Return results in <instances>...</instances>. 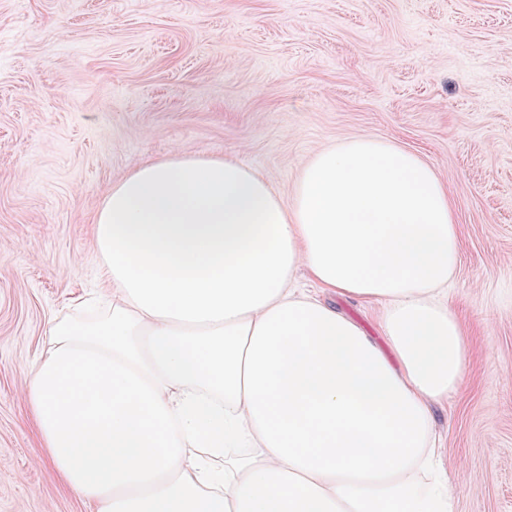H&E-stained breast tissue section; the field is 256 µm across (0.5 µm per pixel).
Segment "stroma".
<instances>
[{
    "instance_id": "1",
    "label": "stroma",
    "mask_w": 512,
    "mask_h": 512,
    "mask_svg": "<svg viewBox=\"0 0 512 512\" xmlns=\"http://www.w3.org/2000/svg\"><path fill=\"white\" fill-rule=\"evenodd\" d=\"M360 135L448 188L470 353L434 430L454 512H512V0H0V512H86L42 456L22 369L100 281L113 183L179 151L287 199Z\"/></svg>"
}]
</instances>
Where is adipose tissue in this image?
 <instances>
[{
	"mask_svg": "<svg viewBox=\"0 0 512 512\" xmlns=\"http://www.w3.org/2000/svg\"><path fill=\"white\" fill-rule=\"evenodd\" d=\"M94 324L58 322L23 397L88 512H452L433 408L468 359L459 239L415 152L359 136L291 199L233 157L172 152L94 217ZM322 289L381 303L373 339Z\"/></svg>",
	"mask_w": 512,
	"mask_h": 512,
	"instance_id": "1",
	"label": "adipose tissue"
}]
</instances>
